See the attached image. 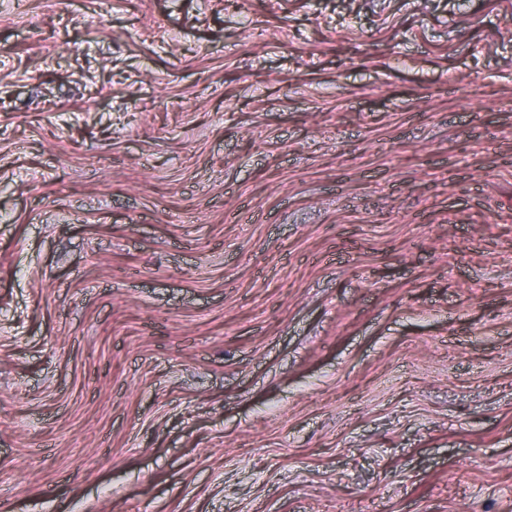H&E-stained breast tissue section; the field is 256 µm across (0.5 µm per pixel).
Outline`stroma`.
<instances>
[{
    "instance_id": "obj_1",
    "label": "stroma",
    "mask_w": 512,
    "mask_h": 512,
    "mask_svg": "<svg viewBox=\"0 0 512 512\" xmlns=\"http://www.w3.org/2000/svg\"><path fill=\"white\" fill-rule=\"evenodd\" d=\"M0 512H512V0L0 10Z\"/></svg>"
}]
</instances>
